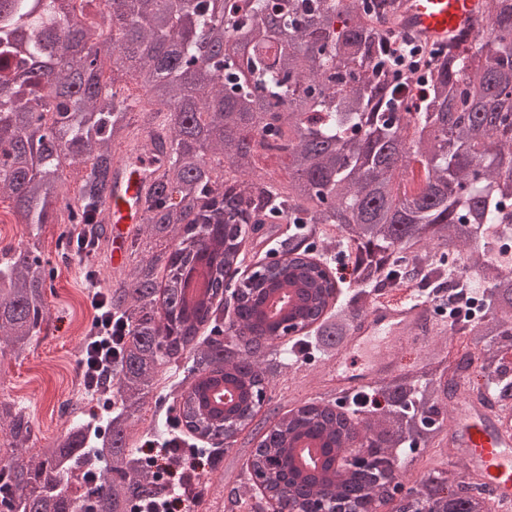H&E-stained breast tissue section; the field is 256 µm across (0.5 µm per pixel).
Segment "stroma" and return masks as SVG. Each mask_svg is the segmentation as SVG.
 <instances>
[{
	"label": "stroma",
	"instance_id": "35a3bbf8",
	"mask_svg": "<svg viewBox=\"0 0 512 512\" xmlns=\"http://www.w3.org/2000/svg\"><path fill=\"white\" fill-rule=\"evenodd\" d=\"M58 235V225L46 224L35 238L50 272L45 292L48 322L21 358L0 360V401L27 407L35 422L30 443L34 449L68 425L59 408L81 380V353L93 319L75 264L60 259Z\"/></svg>",
	"mask_w": 512,
	"mask_h": 512
}]
</instances>
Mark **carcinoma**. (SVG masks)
Returning <instances> with one entry per match:
<instances>
[{"label": "carcinoma", "mask_w": 512, "mask_h": 512, "mask_svg": "<svg viewBox=\"0 0 512 512\" xmlns=\"http://www.w3.org/2000/svg\"><path fill=\"white\" fill-rule=\"evenodd\" d=\"M102 23L66 0H0V198L37 231L66 216L59 240L93 227L110 195L114 148L136 131L164 163L146 193L144 224L130 239L123 276L104 261L82 273L102 288L126 340L112 358L114 401L96 433L72 424L29 454L33 420L0 401V509L3 512H132L169 490L140 463L152 440L176 435L214 441L226 452L249 430L246 480L193 472L188 502L202 512H268L285 497L299 509L327 496L335 508L393 502L419 447L439 448L460 398L457 378L476 371L492 399L512 410V265L502 228L512 225V0H481L471 38L432 57L421 106L411 77L380 70L374 0H119ZM238 33L240 57L225 52ZM131 71L151 110L105 74ZM287 160L277 182L259 154ZM86 168L66 188L71 170ZM351 243L350 277L327 273L336 245ZM405 252L391 272L389 256ZM397 276L431 297L467 292L475 316L437 325L416 361L353 392L324 390L287 411L259 393L330 348L319 336H346L372 292ZM46 265L36 241L0 247V356L21 357L46 320ZM293 290L284 339L267 302ZM339 301L319 320L326 298ZM224 386V405L210 390ZM172 400L176 415L162 414ZM358 444L365 469L336 472V454ZM266 472L254 493L252 474ZM413 507L394 512H496L478 479L450 470L414 480Z\"/></svg>", "instance_id": "cac0c4a2"}]
</instances>
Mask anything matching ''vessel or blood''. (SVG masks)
<instances>
[{"mask_svg":"<svg viewBox=\"0 0 512 512\" xmlns=\"http://www.w3.org/2000/svg\"><path fill=\"white\" fill-rule=\"evenodd\" d=\"M479 9L480 0H402L400 23L419 39L444 45L471 33ZM156 167L154 153L147 151L121 159L114 168L112 193L102 215L113 268L123 266L130 233L143 221L144 197ZM430 319L426 304L417 300L371 308L337 346L327 366L329 379L336 387L356 390L393 372L402 353L422 342L421 326ZM448 437L467 476L479 478L500 500L512 502V432L493 414L462 398Z\"/></svg>","mask_w":512,"mask_h":512,"instance_id":"vessel-or-blood-1","label":"vessel or blood"}]
</instances>
